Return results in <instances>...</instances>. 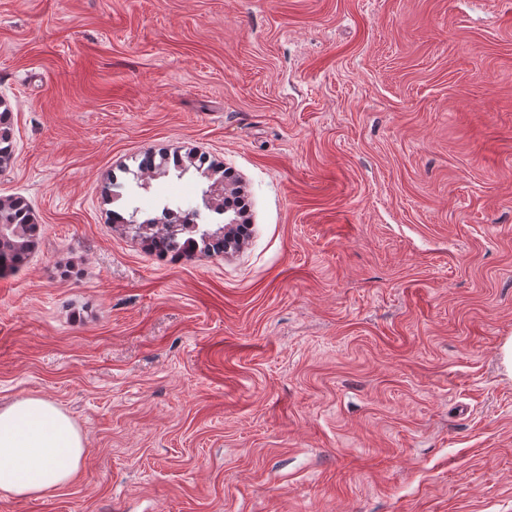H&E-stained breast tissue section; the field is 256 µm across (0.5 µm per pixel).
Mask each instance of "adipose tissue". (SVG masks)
Returning a JSON list of instances; mask_svg holds the SVG:
<instances>
[{
  "label": "adipose tissue",
  "instance_id": "obj_1",
  "mask_svg": "<svg viewBox=\"0 0 512 512\" xmlns=\"http://www.w3.org/2000/svg\"><path fill=\"white\" fill-rule=\"evenodd\" d=\"M86 455L79 427L53 402L24 397L0 409V495L28 498L65 486Z\"/></svg>",
  "mask_w": 512,
  "mask_h": 512
}]
</instances>
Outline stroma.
<instances>
[{
  "label": "stroma",
  "mask_w": 512,
  "mask_h": 512,
  "mask_svg": "<svg viewBox=\"0 0 512 512\" xmlns=\"http://www.w3.org/2000/svg\"><path fill=\"white\" fill-rule=\"evenodd\" d=\"M0 405L88 454L0 512H512V0H0ZM192 150L251 234L170 259L113 172ZM14 157L12 113L7 107L0 111V168L11 164ZM35 223L24 197H0V275L27 263L41 240V225Z\"/></svg>",
  "instance_id": "obj_1"
}]
</instances>
